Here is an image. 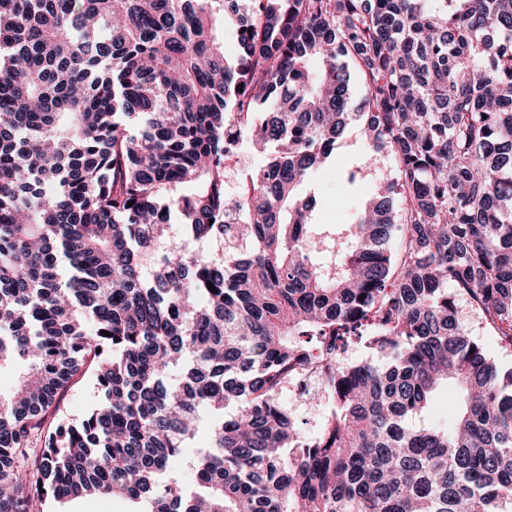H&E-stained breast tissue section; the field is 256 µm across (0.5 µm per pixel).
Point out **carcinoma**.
<instances>
[{"instance_id":"carcinoma-1","label":"carcinoma","mask_w":512,"mask_h":512,"mask_svg":"<svg viewBox=\"0 0 512 512\" xmlns=\"http://www.w3.org/2000/svg\"><path fill=\"white\" fill-rule=\"evenodd\" d=\"M355 117L395 176L319 224L298 187ZM239 138L272 154L230 224ZM461 300L512 350V0H0V512H512V366ZM307 367L315 435L278 397ZM442 386L453 427L408 425ZM458 311L460 322L469 335L475 336L483 341L491 356L498 363L502 365H512V352L506 353L497 347L492 337L493 335L483 328L480 319L466 302H459ZM99 400L91 375L86 374L66 392L63 404L69 418L79 419ZM210 440V432L201 430L194 440V448H189L179 463L173 467L172 476L183 490H192L196 483L195 469L192 463L194 449L208 447ZM142 509V504L112 496L83 497L65 503L48 500L43 505L44 512H131Z\"/></svg>"}]
</instances>
